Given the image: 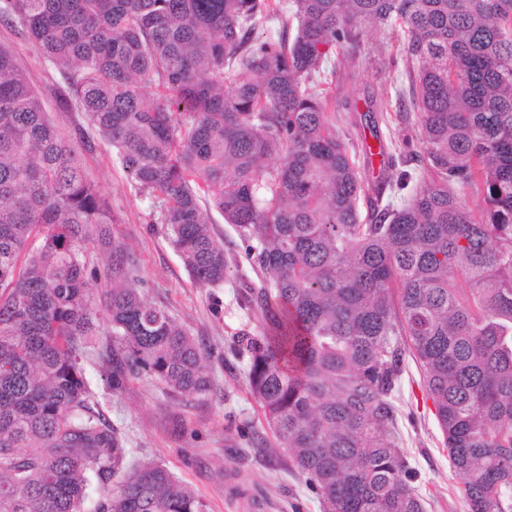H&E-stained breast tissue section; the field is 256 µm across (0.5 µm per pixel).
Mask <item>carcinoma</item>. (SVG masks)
Instances as JSON below:
<instances>
[{
  "label": "carcinoma",
  "mask_w": 512,
  "mask_h": 512,
  "mask_svg": "<svg viewBox=\"0 0 512 512\" xmlns=\"http://www.w3.org/2000/svg\"><path fill=\"white\" fill-rule=\"evenodd\" d=\"M1 21L58 67L199 285L239 271L201 195L234 228L260 278L239 300L257 331L236 336L273 437L253 433L257 452L289 458L324 512H426L395 432L409 353L468 512H512V0H0ZM397 26L407 83L362 117L375 136L376 113L410 103L401 144L421 168L396 170L380 140L372 184L328 78ZM388 186L409 194L384 202ZM115 223L0 47V512L95 495L97 512H208L166 466L129 463L90 388L99 321L112 389L211 387L210 353L143 297Z\"/></svg>",
  "instance_id": "1"
}]
</instances>
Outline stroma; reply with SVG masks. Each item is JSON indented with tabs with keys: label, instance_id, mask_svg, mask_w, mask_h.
<instances>
[{
	"label": "stroma",
	"instance_id": "stroma-1",
	"mask_svg": "<svg viewBox=\"0 0 512 512\" xmlns=\"http://www.w3.org/2000/svg\"><path fill=\"white\" fill-rule=\"evenodd\" d=\"M0 45L12 51L17 66L42 94L58 134L74 142L86 178L108 198L118 218L109 231L130 250L132 274L141 281L144 297L165 308L211 354V388L193 400L169 397L143 374L129 377L116 391L105 372L93 371L92 389L112 425L125 436L130 461L164 464L205 500L209 512H323L289 459L256 452L244 434L249 426L262 429L263 418L247 389L248 356L236 346L238 331L255 327L237 303L241 281L231 277L216 290L195 283L162 225L156 224L150 199L135 192L114 150L75 100L65 99L54 65L19 27L0 22ZM365 45L382 49L386 66L364 65L352 81L336 75L328 89L331 106L393 90L404 81L401 31H371ZM395 406L400 446L418 473L416 485L427 512H466L461 480L450 467L413 360L404 363Z\"/></svg>",
	"mask_w": 512,
	"mask_h": 512
}]
</instances>
